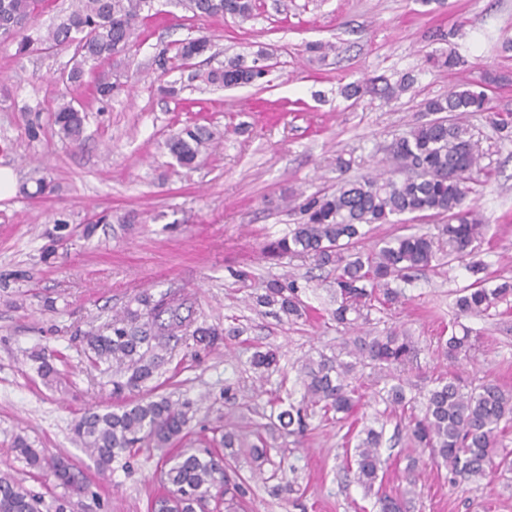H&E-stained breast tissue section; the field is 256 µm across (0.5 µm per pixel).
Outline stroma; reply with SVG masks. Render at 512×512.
Masks as SVG:
<instances>
[{"instance_id":"stroma-1","label":"stroma","mask_w":512,"mask_h":512,"mask_svg":"<svg viewBox=\"0 0 512 512\" xmlns=\"http://www.w3.org/2000/svg\"><path fill=\"white\" fill-rule=\"evenodd\" d=\"M158 16L141 24L139 44L114 59L120 94L103 103L88 96L84 142L61 140L49 112L63 90L57 77L72 53L19 57L0 46V168L15 175L14 190L0 196V470L27 489L51 497L64 493L53 476L29 473L13 452L15 437L64 457L89 482L91 495L70 494V512H149L158 492L164 450L114 462L98 475L93 460L73 440L72 426L92 406H112L111 373L84 355L86 335L102 327L142 290L191 293L199 320L227 329L246 326L215 348L196 353L192 341L172 343L152 383L157 393L193 405L189 429L208 432L219 417L244 425L266 424L294 385V368L306 357L334 356L341 334L330 318L335 274L301 260L272 264L261 257L267 240L299 223L288 199L333 192L340 178L379 168L396 138L421 119L426 100L453 87L487 85L491 109L468 114L482 142L491 176L478 198L489 229L477 250L489 272L512 277V138L494 126V113H512V0H257L254 16L192 17L182 0H156ZM453 33L452 42L440 41ZM210 37V58L197 68L267 50L268 83L233 89L208 87L189 71L161 73L159 52L171 41ZM330 48L327 57L312 52ZM454 49L453 69L426 64L427 55ZM411 89L386 101L370 93L349 97L346 86L365 78ZM182 84L170 98L160 81ZM211 127L219 146L189 167L165 146L188 123ZM38 135L29 138L28 126ZM348 169L339 172L337 160ZM40 166L50 185L37 194L30 179ZM251 278L240 283L235 270ZM286 272L306 281L307 318L291 324L251 308L262 281ZM472 281L464 262L440 266L407 288L406 304L364 328L377 335L409 329L419 354L401 376L415 390L453 373L463 384L493 380L512 387V309L466 319L482 333L470 359L449 365L438 340L456 320V292ZM280 352V369L258 378L249 363L254 345ZM62 354L60 374L41 376L34 354ZM346 425L315 415L301 447L279 438L262 475L248 454L230 465L243 481L244 512H377L348 473ZM387 424L382 454L385 488L406 487L404 469L418 451ZM295 476L300 491L280 492ZM405 512H512V473L492 485H455L445 468L427 465Z\"/></svg>"}]
</instances>
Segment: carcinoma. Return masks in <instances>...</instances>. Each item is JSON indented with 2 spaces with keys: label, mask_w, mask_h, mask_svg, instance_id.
Instances as JSON below:
<instances>
[{
  "label": "carcinoma",
  "mask_w": 512,
  "mask_h": 512,
  "mask_svg": "<svg viewBox=\"0 0 512 512\" xmlns=\"http://www.w3.org/2000/svg\"><path fill=\"white\" fill-rule=\"evenodd\" d=\"M55 0H0V44L16 46L15 55L29 56L49 49H71L74 64L62 83L66 91L51 109L60 136L73 144L83 140L87 114L78 96L85 87L102 102L112 100L121 84L112 79L104 65L138 42L143 12L152 9L154 0H70L68 10L57 21L42 29L39 19ZM186 7L197 18H216L227 14L243 21L252 17L254 0H186ZM173 55L163 51L159 66L167 73L184 67L211 48L206 36L189 38L172 45ZM264 67L247 65L239 57L224 66L195 72L191 79L205 84L232 88L261 83ZM377 79L347 88V95L362 92L398 98L413 84L405 77L399 83L376 85ZM488 97L482 90L454 89L444 97L427 100L423 111L430 119L416 123L397 138L391 149L393 168L407 166L417 176L395 179L370 174L347 180L332 195H312L299 205L303 222L288 235L263 247L266 259L280 263L284 258L308 259L317 267L331 266L336 271V308L331 311L336 325L354 331L371 321L372 312H381L403 303L408 284L419 272L435 269L437 255L448 261H463L473 254L474 243L485 235L487 225L470 195L482 185L481 154L462 115L487 110ZM216 133L201 126H186L166 142L171 155L182 166H189L209 153ZM408 214L417 220L425 217L448 218L446 224L433 225L434 232L402 233L380 240L362 250L360 241L373 224H392V217ZM468 270L475 276L459 290L455 306L465 317H486L512 297V281L502 280L495 287L487 284L492 276L480 261H471ZM303 286L288 276L266 281L255 296V307L266 308L279 319L291 323L304 318L307 308L301 298ZM136 307L112 316L103 328L87 334L89 360L96 366L116 363L124 373L112 378V396L120 399L134 391L143 392L146 383L164 364L160 352L171 341L184 336L196 347L208 351L222 340L216 327L198 321L195 301L180 289L154 295L145 289L134 298ZM478 334L468 327L451 330L439 348L446 360L455 363L469 356ZM347 355L309 358L298 369L304 389L300 400L288 393V408L277 414L282 433L298 444L309 427L315 410L335 416L342 423L354 416L362 394L352 384L357 365L367 363L388 371L392 384L383 387V400L392 409L420 404L406 426L413 447L429 459L448 468L452 483L492 482L496 474L512 471V453L500 448L501 424L512 421V391L495 381L468 387L455 377L440 376L420 398L407 397L399 371L412 361L417 341L407 332L391 330L381 336H356ZM276 349L255 350L252 367L265 373L277 367ZM191 403H174L164 396L145 393L134 402H122L115 409L90 408L73 426L76 442L92 457L99 474L111 469L126 453L150 448H174L162 469L164 492L157 503L159 512H195V506L215 497L224 487V512H240V486L231 483L229 467L221 457L232 458L235 449L249 448L256 461L268 460L267 440H244L231 424L218 425L212 432L182 443L189 435L188 413ZM382 431L369 425L362 416L354 420L346 445H354L351 471L365 495L374 494L379 512H403L402 502L375 490L383 481L387 460L380 453ZM16 457L29 472L49 471L65 489L89 491L86 480L75 474L60 457H48L18 436L13 443ZM67 501L54 496L47 501L24 488L8 474L0 476V512H66Z\"/></svg>",
  "instance_id": "obj_1"
}]
</instances>
